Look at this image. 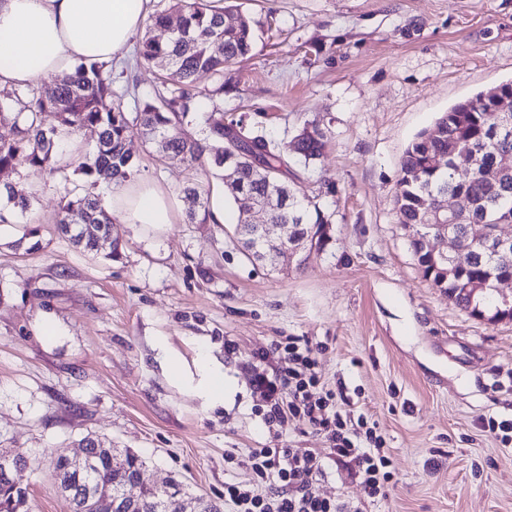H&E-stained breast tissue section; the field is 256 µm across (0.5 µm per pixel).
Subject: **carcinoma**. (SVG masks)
<instances>
[{
    "instance_id": "obj_1",
    "label": "carcinoma",
    "mask_w": 512,
    "mask_h": 512,
    "mask_svg": "<svg viewBox=\"0 0 512 512\" xmlns=\"http://www.w3.org/2000/svg\"><path fill=\"white\" fill-rule=\"evenodd\" d=\"M148 22L151 28L167 29L174 22L178 27L164 41L147 32L138 40L136 62L156 65L165 76L154 95L134 99L131 110L122 102L131 86L116 92L117 68L111 62L75 66L58 79L49 94L31 84L0 89V172L30 165L54 175L60 171L56 156L64 150V137L90 128L97 131V141L76 172L93 185L120 186L136 169L126 145L127 132L135 123L161 156L178 158L190 169H202L222 181L231 140L242 138L250 141L251 147L234 158L237 180L258 198L266 195L268 182L279 184L285 203L267 218L288 225V239H307L310 248L323 249L330 238V216L288 177L290 162L307 167L322 155L328 140L323 129L305 125L298 141L290 146L291 157L265 136L246 131L242 123L224 122V109L217 106L206 116L201 133L189 129L190 114L202 111L200 98H224V66L251 54L255 41L251 18L237 5L218 9L211 0H159V8ZM204 78L211 84L201 90L199 83ZM480 98L476 95L468 106L456 103L415 136L402 159L395 208L399 222L411 231L413 254L426 278L471 315L489 322L511 321L512 304L500 301L494 284L500 278L512 279V261L493 256L489 247L468 237L470 224H484L491 233L500 225H512V135L498 129L496 113L482 111ZM45 113L54 114L57 124L45 126ZM226 129L234 131L233 139L226 138ZM257 155L266 164L264 177L254 166ZM461 162H469L475 169L465 182L454 177V168ZM491 170L497 174L494 180L486 177ZM0 186L15 207L23 212L29 208L30 196L24 190L11 182ZM182 192L198 200L197 208L187 213L186 223H207L209 190L205 185L193 177ZM449 193L465 197L469 209L463 220L448 223V233L457 238L462 252L444 263L431 255L427 239L441 228L434 215L440 210L442 196ZM57 224L60 232L83 250H104L109 258L119 257V245L110 233L112 214L100 195L65 190ZM466 288L478 292L466 294ZM117 455L114 463L98 467L89 486L68 467L67 460L58 457L53 461L54 482L68 493L74 512H95L88 503L89 490L111 494L118 501L115 512H127L122 505L128 496L133 499V512H159L165 493L144 484L132 485L146 464L145 458L128 449ZM28 468V461L21 457L13 481L0 482V512H11L14 500L29 496L24 482Z\"/></svg>"
}]
</instances>
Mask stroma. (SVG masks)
<instances>
[{"instance_id":"35a3bbf8","label":"stroma","mask_w":512,"mask_h":512,"mask_svg":"<svg viewBox=\"0 0 512 512\" xmlns=\"http://www.w3.org/2000/svg\"><path fill=\"white\" fill-rule=\"evenodd\" d=\"M251 55L224 69V117L282 147L314 122L323 156L295 167L331 216L330 239L287 270L249 261L233 226L113 223L119 258L92 256L57 229L64 186L84 177L22 166L31 206L0 223V450L27 459L30 512H72L51 464L87 435L142 454L143 480L181 481L233 512L225 483L255 487L253 448H320L297 421L269 432L249 387L254 354L288 336L313 347L320 388L378 424L394 486L366 499L327 464L322 496L364 512H512V443L482 419L512 418V321L475 318L418 266L395 193L416 134L459 100L512 79V0H238ZM138 178L184 210L190 168L160 159L141 129ZM51 322L56 333L42 335ZM232 392L210 405L199 352ZM177 359L183 380L164 372Z\"/></svg>"}]
</instances>
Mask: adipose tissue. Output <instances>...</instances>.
Instances as JSON below:
<instances>
[{
  "instance_id": "1",
  "label": "adipose tissue",
  "mask_w": 512,
  "mask_h": 512,
  "mask_svg": "<svg viewBox=\"0 0 512 512\" xmlns=\"http://www.w3.org/2000/svg\"><path fill=\"white\" fill-rule=\"evenodd\" d=\"M150 0H0V88L70 72L82 61L125 57ZM124 224L174 223L179 203L140 179L105 197Z\"/></svg>"
}]
</instances>
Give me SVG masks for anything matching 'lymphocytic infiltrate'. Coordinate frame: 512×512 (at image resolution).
Masks as SVG:
<instances>
[{
    "label": "lymphocytic infiltrate",
    "instance_id": "f902f5d3",
    "mask_svg": "<svg viewBox=\"0 0 512 512\" xmlns=\"http://www.w3.org/2000/svg\"><path fill=\"white\" fill-rule=\"evenodd\" d=\"M285 361L284 373H268L266 366ZM313 349L289 336L256 355L252 364L250 386L265 402V425L288 428L295 419L326 438L327 446L315 448H253L245 462L250 465L265 493L256 488L225 484L224 496L234 505V512H361L360 507L321 497L314 481L327 462H349L357 473L368 497L386 496L393 475L390 461L381 450L382 442L375 428L366 421L348 426L338 406L335 391L314 394L318 377Z\"/></svg>",
    "mask_w": 512,
    "mask_h": 512
}]
</instances>
